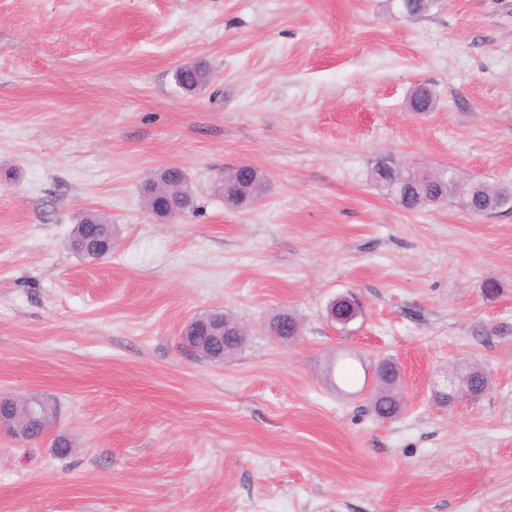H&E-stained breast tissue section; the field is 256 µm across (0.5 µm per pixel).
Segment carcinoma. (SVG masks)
Wrapping results in <instances>:
<instances>
[{
  "instance_id": "carcinoma-1",
  "label": "carcinoma",
  "mask_w": 512,
  "mask_h": 512,
  "mask_svg": "<svg viewBox=\"0 0 512 512\" xmlns=\"http://www.w3.org/2000/svg\"><path fill=\"white\" fill-rule=\"evenodd\" d=\"M436 0H398L397 9L400 15L414 18L430 11ZM209 72L205 67L181 66L176 69L175 79L179 87L186 92H194L208 80ZM434 104L433 95L425 89L417 90L410 101L415 112H428ZM373 183L386 190V194L404 209L416 211L431 204H441L454 195L461 199L464 209L471 213H488L506 200L501 191L482 183L468 186L459 184L455 174L446 169L431 174H417L402 167L390 156H380L373 163L370 171ZM185 171L170 165L154 172L140 184V193L144 205L158 213L164 212L166 200L173 190H178L182 209L192 210L195 199L186 184ZM217 192L224 193V205L231 209L249 207L261 201L267 192V180L256 167L241 163L224 169V178L217 186ZM112 237L113 228L109 221L99 213L85 212L72 230L73 243H84L91 230ZM360 312L355 299L342 298V301L328 307V317L336 326L343 328L356 319ZM183 345L195 349V353L214 362H222L224 358L235 353V350L224 349V343L211 335L210 329L201 324L184 327L182 332ZM448 376L457 380L460 387L448 395H463L467 388L479 395L486 389V379L478 368H471L464 373L456 370L448 372ZM398 373L394 361L384 359L377 365V384L368 398L369 408L379 420H393L400 416Z\"/></svg>"
}]
</instances>
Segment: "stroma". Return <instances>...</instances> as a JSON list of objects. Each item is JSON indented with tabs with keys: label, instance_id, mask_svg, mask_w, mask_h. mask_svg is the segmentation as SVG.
<instances>
[{
	"label": "stroma",
	"instance_id": "35a3bbf8",
	"mask_svg": "<svg viewBox=\"0 0 512 512\" xmlns=\"http://www.w3.org/2000/svg\"><path fill=\"white\" fill-rule=\"evenodd\" d=\"M396 5L0 0V394L55 407L44 439L0 435V512H512V200L409 212L370 178L389 154L512 191V0ZM242 162L269 190L231 210L215 182ZM167 165L196 207L160 218L139 185ZM89 210L116 230L96 263L68 247ZM210 311L248 331L221 362L182 346ZM464 364L487 391L439 403ZM209 72L207 67L180 66L176 69L175 79L179 87L186 92H194L204 85L208 80ZM343 297L341 302L333 303L328 306V317L336 324L340 329L346 327L349 322H353L357 317V313L360 314V308L355 299L350 297ZM335 321V322H334ZM345 330V329H343ZM393 364L397 365L389 359L378 362L377 384L368 398L371 412L382 421L387 420L383 414L390 415L388 420H393L400 416L403 409L399 398L398 373Z\"/></svg>",
	"mask_w": 512,
	"mask_h": 512
}]
</instances>
